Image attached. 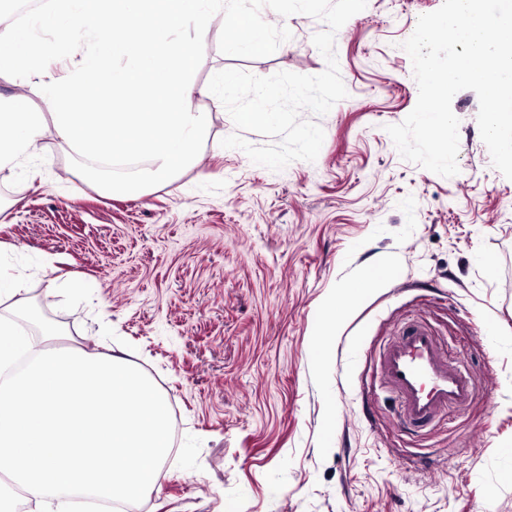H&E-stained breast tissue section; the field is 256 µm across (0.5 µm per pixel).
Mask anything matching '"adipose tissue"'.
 Masks as SVG:
<instances>
[{"label": "adipose tissue", "instance_id": "1", "mask_svg": "<svg viewBox=\"0 0 512 512\" xmlns=\"http://www.w3.org/2000/svg\"><path fill=\"white\" fill-rule=\"evenodd\" d=\"M43 125V113L32 111L25 98L0 101V129L8 132L0 140V170L19 166L35 152Z\"/></svg>", "mask_w": 512, "mask_h": 512}]
</instances>
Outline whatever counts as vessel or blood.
<instances>
[{"instance_id": "obj_1", "label": "vessel or blood", "mask_w": 512, "mask_h": 512, "mask_svg": "<svg viewBox=\"0 0 512 512\" xmlns=\"http://www.w3.org/2000/svg\"><path fill=\"white\" fill-rule=\"evenodd\" d=\"M382 365L387 385L401 400L403 418L416 426L464 406L473 395L472 380L458 371L422 325L407 328L385 351Z\"/></svg>"}]
</instances>
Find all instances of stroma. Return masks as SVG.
I'll return each instance as SVG.
<instances>
[{
	"mask_svg": "<svg viewBox=\"0 0 512 512\" xmlns=\"http://www.w3.org/2000/svg\"><path fill=\"white\" fill-rule=\"evenodd\" d=\"M442 0H367L336 33L348 91L317 119L315 162L275 172L239 149L217 98L198 166L133 195L75 171L46 123L34 155L0 170V254L59 344L114 350L180 409L175 448L143 512H512V180L492 164L469 89L457 175L401 158L387 126L418 87L403 48ZM292 37L269 56L223 54L212 28L196 72L321 73L324 22L263 8ZM394 266L381 286L357 272ZM60 280L49 285L42 263ZM336 333L319 340L328 298ZM427 324L477 391L424 429L401 420L380 367Z\"/></svg>",
	"mask_w": 512,
	"mask_h": 512,
	"instance_id": "1",
	"label": "stroma"
}]
</instances>
